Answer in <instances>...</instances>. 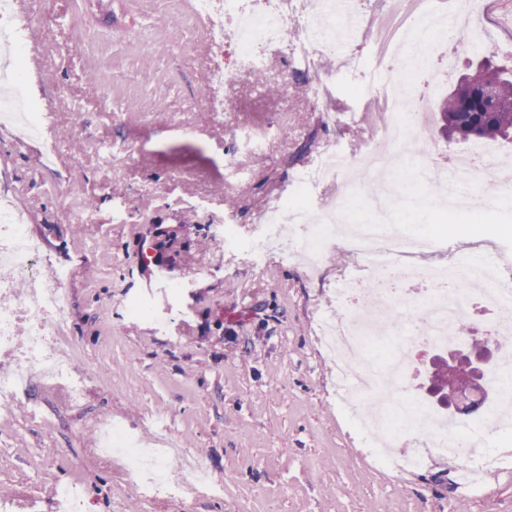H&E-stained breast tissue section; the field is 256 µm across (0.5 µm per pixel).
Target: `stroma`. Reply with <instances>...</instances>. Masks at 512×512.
<instances>
[{"label":"stroma","mask_w":512,"mask_h":512,"mask_svg":"<svg viewBox=\"0 0 512 512\" xmlns=\"http://www.w3.org/2000/svg\"><path fill=\"white\" fill-rule=\"evenodd\" d=\"M358 14L370 36L303 71L272 56L261 84L237 71L233 43L210 49L190 0H27L43 56L29 82L48 123L33 139L0 122V197L26 213L45 268L68 272L60 345L87 381L80 405L38 380L0 412L8 512H54L67 483L83 490L72 512H512V437L490 435L499 463L472 485L433 448L421 468L396 470L363 446L318 330L344 316L335 290L353 256L329 248L312 277L281 243L253 251L265 209L296 198L297 174L323 153L349 167L310 191L317 209L351 204L347 185L376 188L361 159L380 122L350 117L381 94L344 61L370 59L401 16L389 0H360ZM474 24L459 35L453 75L483 60L474 35H501L489 14ZM213 65L229 76L231 111L207 105ZM107 67L116 78L104 90L91 79ZM304 79L328 83V100L311 104ZM241 128L261 151L239 150ZM470 194L450 217L427 204L400 207L398 221L453 239L457 262H468L478 223L512 250V220L475 214ZM158 263L179 289L152 288ZM112 423L147 447L184 448L206 462L208 484L183 495L133 486L126 459L100 450Z\"/></svg>","instance_id":"35a3bbf8"}]
</instances>
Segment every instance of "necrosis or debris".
Wrapping results in <instances>:
<instances>
[{"mask_svg": "<svg viewBox=\"0 0 512 512\" xmlns=\"http://www.w3.org/2000/svg\"><path fill=\"white\" fill-rule=\"evenodd\" d=\"M266 3L260 13L249 10L248 0H195L194 9L208 21L214 45L227 40L234 43L242 72L265 68L273 48L299 64L335 49V36L307 25V0ZM431 21V9L410 12L395 42L396 53H381L365 64L371 82L383 85L388 101L381 145L369 154V165L383 186L396 181L386 145L430 123L429 109L416 103L412 76L429 59L419 34ZM23 38V29L0 28V40L13 45L10 66L15 86L13 96L0 101V112L24 113L28 126L38 129L44 115L26 93ZM342 168L331 153L316 168L301 172L296 178L298 198L288 206L271 209L265 228L268 236L291 243L309 269L320 267L327 246L338 238L345 239L352 256L365 263L364 270L354 271L337 289V303L347 310V317L323 323L324 339L344 388L345 408L368 446L387 464L402 466L394 449L412 433L465 466L492 465L494 459L487 455L477 431L464 430L458 423L438 425L423 401L403 392L405 374L399 362L415 349L447 345L449 327L467 318L477 303L499 312L512 309V282L502 277L503 248L495 239L478 238L471 247L482 253L480 264L434 262L438 236L411 233L404 225L380 221L384 206L375 194L360 196L358 220H348L338 212L311 219L310 190ZM42 255V246L30 234L23 214L0 205V294L9 298L0 306V356L9 361L8 371L0 375L1 404L9 403L37 378L65 386L73 403L83 399V375L57 349L64 333L60 316L69 303L64 287L68 274L57 270L44 275ZM115 448L125 451L134 485L156 486L174 465L182 466L189 476L181 491L208 480L202 461L187 459L176 448L155 457L147 455L140 437L119 424L109 426L103 441L104 451Z\"/></svg>", "mask_w": 512, "mask_h": 512, "instance_id": "obj_1", "label": "necrosis or debris"}]
</instances>
